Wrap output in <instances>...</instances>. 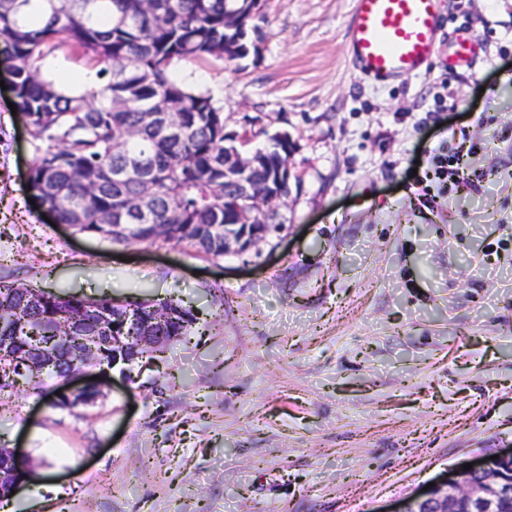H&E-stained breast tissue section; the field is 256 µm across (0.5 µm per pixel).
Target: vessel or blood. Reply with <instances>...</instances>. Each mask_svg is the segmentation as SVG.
<instances>
[{"mask_svg":"<svg viewBox=\"0 0 512 512\" xmlns=\"http://www.w3.org/2000/svg\"><path fill=\"white\" fill-rule=\"evenodd\" d=\"M443 22L440 0H355L347 25V54L361 79L377 83L419 75L438 55ZM449 67L472 62L476 39L457 32Z\"/></svg>","mask_w":512,"mask_h":512,"instance_id":"1","label":"vessel or blood"}]
</instances>
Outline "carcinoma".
Instances as JSON below:
<instances>
[{
	"label": "carcinoma",
	"mask_w": 512,
	"mask_h": 512,
	"mask_svg": "<svg viewBox=\"0 0 512 512\" xmlns=\"http://www.w3.org/2000/svg\"><path fill=\"white\" fill-rule=\"evenodd\" d=\"M247 7L246 0H0V66L12 76L14 105L23 114L36 157L28 190L61 224H75L111 243L161 241L214 258L224 251V225L237 206H248L269 232L282 230L260 204L224 192V113L210 95L169 78L175 60L224 59V19ZM78 52L95 70L96 84L70 92L41 75L55 51ZM177 114L173 135L157 115ZM129 160L140 176L116 174ZM289 154L271 143L248 180L260 184L288 164ZM154 208L147 217L132 202L145 188ZM22 285L0 277V375L63 378L85 366L80 331L98 328L107 316L123 336H163L171 345L186 335L195 317L174 300L124 303L84 299L39 290L37 308L23 301ZM77 317L81 330L55 336L42 348L56 366L20 369L29 353L23 328L37 318ZM21 477L17 463L0 458V497Z\"/></svg>",
	"instance_id": "cac0c4a2"
}]
</instances>
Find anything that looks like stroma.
I'll return each mask as SVG.
<instances>
[{
  "label": "stroma",
  "mask_w": 512,
  "mask_h": 512,
  "mask_svg": "<svg viewBox=\"0 0 512 512\" xmlns=\"http://www.w3.org/2000/svg\"><path fill=\"white\" fill-rule=\"evenodd\" d=\"M352 7L265 0L245 58L171 67L247 150L296 144L284 229L243 254L49 224L0 90V277L197 318L158 358L77 377L98 386L87 406H50L53 380L1 395L0 448L27 476L0 512H402L512 449V265L489 252L512 237V0H442L477 56L383 85L349 63ZM462 129L487 180L419 208L416 172Z\"/></svg>",
  "instance_id": "35a3bbf8"
}]
</instances>
